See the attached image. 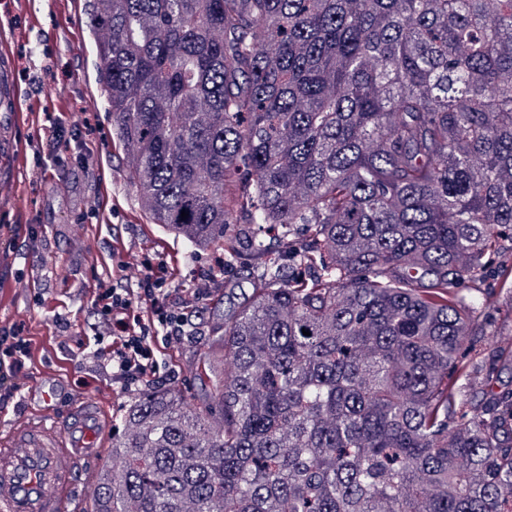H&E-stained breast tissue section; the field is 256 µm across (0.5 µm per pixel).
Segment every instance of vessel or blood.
<instances>
[{
    "instance_id": "vessel-or-blood-1",
    "label": "vessel or blood",
    "mask_w": 512,
    "mask_h": 512,
    "mask_svg": "<svg viewBox=\"0 0 512 512\" xmlns=\"http://www.w3.org/2000/svg\"><path fill=\"white\" fill-rule=\"evenodd\" d=\"M100 416L91 403L0 431V512H82L95 485Z\"/></svg>"
}]
</instances>
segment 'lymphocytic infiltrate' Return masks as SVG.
Returning <instances> with one entry per match:
<instances>
[{
	"label": "lymphocytic infiltrate",
	"mask_w": 512,
	"mask_h": 512,
	"mask_svg": "<svg viewBox=\"0 0 512 512\" xmlns=\"http://www.w3.org/2000/svg\"><path fill=\"white\" fill-rule=\"evenodd\" d=\"M111 275L100 278L94 304L101 315L99 339L108 343L102 361L122 392L155 376L159 349L178 348L188 325L185 313L167 302L170 293L164 261L125 258L123 249ZM32 340L23 328L0 330V402L17 396L15 378L32 356Z\"/></svg>",
	"instance_id": "obj_1"
}]
</instances>
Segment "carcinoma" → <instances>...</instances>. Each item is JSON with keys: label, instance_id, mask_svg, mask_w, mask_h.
<instances>
[{"label": "carcinoma", "instance_id": "obj_1", "mask_svg": "<svg viewBox=\"0 0 512 512\" xmlns=\"http://www.w3.org/2000/svg\"><path fill=\"white\" fill-rule=\"evenodd\" d=\"M89 6L140 209L261 279L207 401L130 398L90 512H512V392L449 383L512 241V0Z\"/></svg>", "mask_w": 512, "mask_h": 512}]
</instances>
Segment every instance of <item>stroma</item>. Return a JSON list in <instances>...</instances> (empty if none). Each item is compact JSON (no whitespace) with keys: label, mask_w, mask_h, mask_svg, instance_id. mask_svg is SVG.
<instances>
[{"label":"stroma","mask_w":512,"mask_h":512,"mask_svg":"<svg viewBox=\"0 0 512 512\" xmlns=\"http://www.w3.org/2000/svg\"><path fill=\"white\" fill-rule=\"evenodd\" d=\"M0 83L8 95L0 100V327L24 326L34 343H42L55 323L67 326L64 349L37 353L20 373L22 389L0 407V422L15 418L28 405L53 419L79 400L100 406L117 418L128 394L113 386L108 373L92 359L94 276L108 270L112 240H124L136 254L167 261L173 290L170 302H183L197 270L223 260V250L191 256L180 239L162 234L137 204L127 177L124 155L112 136V117L97 83V56L85 0H0ZM91 122L93 135L76 128ZM92 161H84V153ZM98 255L91 267L73 250L74 224ZM512 250L504 249L463 294L478 318L482 335L475 349L480 371L453 377L459 401H466L484 373L495 376L494 389L512 390ZM258 282L244 273L225 274L210 298L186 308L193 331L189 341L167 353L158 386H177L202 403L214 380L206 365L208 345L230 310L237 308ZM48 306L38 307L35 294Z\"/></svg>","instance_id":"stroma-1"}]
</instances>
